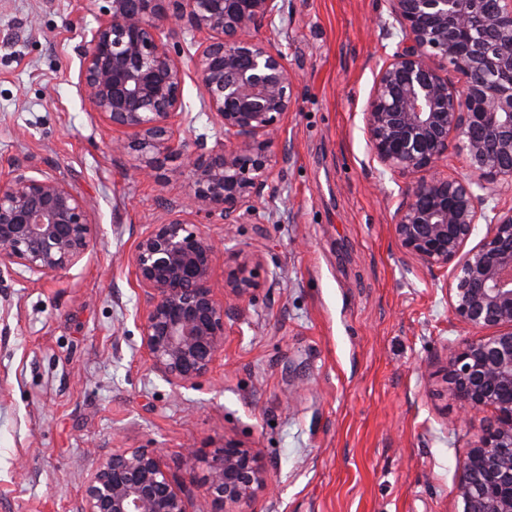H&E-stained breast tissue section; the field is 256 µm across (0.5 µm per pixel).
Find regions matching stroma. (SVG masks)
<instances>
[{
    "mask_svg": "<svg viewBox=\"0 0 512 512\" xmlns=\"http://www.w3.org/2000/svg\"><path fill=\"white\" fill-rule=\"evenodd\" d=\"M101 0H0V181L17 167L67 181L92 206L97 242L70 270L0 283V512H80L96 458L156 448L189 502L234 440L259 456L273 496L249 512H453L457 462L492 410L451 421L432 377L482 337L448 307L446 269L393 232L406 179L373 158L363 112L403 45L388 0H279L260 39L297 81L255 213L204 218L224 264L261 255V286L225 318L224 350L180 387L141 350L138 239L192 192L182 159L145 180L113 154L112 128L81 99L84 33ZM177 135L223 136L186 80Z\"/></svg>",
    "mask_w": 512,
    "mask_h": 512,
    "instance_id": "1",
    "label": "stroma"
}]
</instances>
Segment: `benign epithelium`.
<instances>
[{"mask_svg": "<svg viewBox=\"0 0 512 512\" xmlns=\"http://www.w3.org/2000/svg\"><path fill=\"white\" fill-rule=\"evenodd\" d=\"M91 30L78 86L112 127V150L133 156L151 178L161 155L176 149L175 124L186 111L185 77L203 89V105L224 142L185 156L191 213L236 224L253 211L272 166L271 149L292 107L296 76L271 43L253 36L272 26L277 0H104ZM389 0L405 46L383 64L364 109L372 155L410 179L393 231L400 247L427 268L452 267L453 315L492 333L448 350L441 395L465 422L495 416L458 461L455 512H512V210L497 214L483 242L466 249L484 217L473 186L512 187V0ZM188 31L190 52L171 47ZM460 75L448 83L443 71ZM471 176L443 177L450 148ZM91 211L64 180L22 168L0 182V276L18 265L54 273L76 265L94 246ZM219 245L204 226L173 213L142 235L130 264L143 300L141 344L151 368L187 386L224 350L228 311L260 288L261 257L239 251L224 269V298L213 269ZM206 495L195 510L162 456L117 449L94 461L81 512H247L269 484L256 455L234 440L209 462Z\"/></svg>", "mask_w": 512, "mask_h": 512, "instance_id": "obj_1", "label": "benign epithelium"}]
</instances>
